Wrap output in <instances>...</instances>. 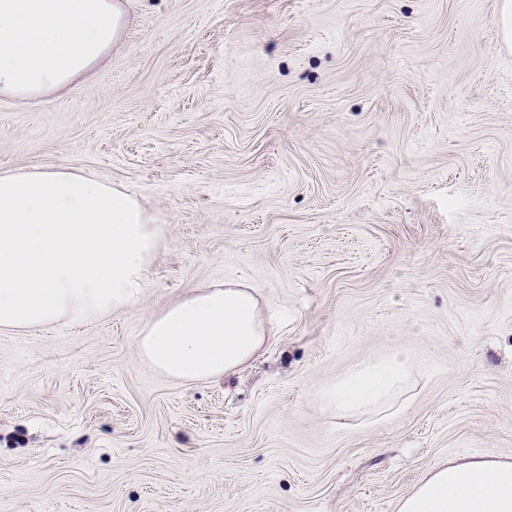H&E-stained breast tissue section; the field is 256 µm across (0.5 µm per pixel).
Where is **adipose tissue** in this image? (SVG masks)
Segmentation results:
<instances>
[{"instance_id": "adipose-tissue-1", "label": "adipose tissue", "mask_w": 512, "mask_h": 512, "mask_svg": "<svg viewBox=\"0 0 512 512\" xmlns=\"http://www.w3.org/2000/svg\"><path fill=\"white\" fill-rule=\"evenodd\" d=\"M122 22L118 0H0V95L67 87L103 59ZM158 245L140 200L109 182L62 170L0 174V330L133 305ZM265 339L256 288L220 283L149 318L135 346L158 373L193 381L233 372ZM409 368L406 355L391 354L333 402L342 411L375 405ZM398 512H512V462L490 454L435 464Z\"/></svg>"}]
</instances>
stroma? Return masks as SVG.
Returning a JSON list of instances; mask_svg holds the SVG:
<instances>
[{
	"mask_svg": "<svg viewBox=\"0 0 512 512\" xmlns=\"http://www.w3.org/2000/svg\"><path fill=\"white\" fill-rule=\"evenodd\" d=\"M105 58L0 97V174L85 172L164 240L131 307L0 331V512H397L436 463L512 462V47L500 0H120ZM257 286L216 380L152 315ZM377 409L323 395L392 352ZM266 329L257 289L220 283L198 288L147 320L138 357L181 381L224 377L262 348Z\"/></svg>",
	"mask_w": 512,
	"mask_h": 512,
	"instance_id": "35a3bbf8",
	"label": "stroma"
}]
</instances>
